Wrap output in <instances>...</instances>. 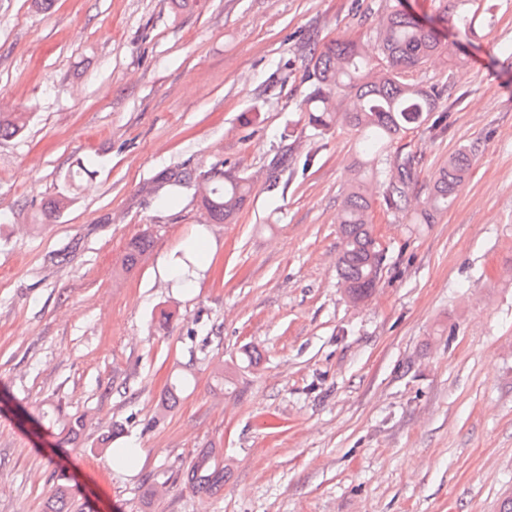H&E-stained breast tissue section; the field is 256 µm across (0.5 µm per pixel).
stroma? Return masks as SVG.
Returning <instances> with one entry per match:
<instances>
[{"label": "stroma", "mask_w": 512, "mask_h": 512, "mask_svg": "<svg viewBox=\"0 0 512 512\" xmlns=\"http://www.w3.org/2000/svg\"><path fill=\"white\" fill-rule=\"evenodd\" d=\"M492 2L470 36L454 24L467 0H0V105L28 116L0 138V512H42L61 474L70 512H497L512 489V0ZM393 7L461 47L415 75L441 97L405 139L411 197L458 148L474 158L434 223L376 210L385 267L354 304L336 210L363 141L309 127L305 40L376 53ZM84 156L94 173L46 216ZM186 161L248 178L232 222L206 223L191 187L141 193ZM146 230L145 261L120 273ZM174 253L204 270L166 272ZM245 347L257 365L220 389L213 364ZM52 405L85 416L80 445ZM115 425L133 469L96 451ZM204 448L229 467L210 495L183 478Z\"/></svg>", "instance_id": "stroma-1"}]
</instances>
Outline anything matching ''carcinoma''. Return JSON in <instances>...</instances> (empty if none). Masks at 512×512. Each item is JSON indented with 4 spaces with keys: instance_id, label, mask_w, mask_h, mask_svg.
I'll return each instance as SVG.
<instances>
[{
    "instance_id": "cac0c4a2",
    "label": "carcinoma",
    "mask_w": 512,
    "mask_h": 512,
    "mask_svg": "<svg viewBox=\"0 0 512 512\" xmlns=\"http://www.w3.org/2000/svg\"><path fill=\"white\" fill-rule=\"evenodd\" d=\"M379 56H368L357 42L330 43L322 48L313 38L306 44L311 55L309 74L311 88L302 100L310 127L318 133L342 122L356 130L374 133L381 149L391 147L425 121V113L436 108L438 95L424 89L413 79L431 56L446 50L455 55L453 45L443 47L441 41L414 16L395 8L387 11L377 27ZM26 124L23 112L0 114V138L20 134ZM473 153L467 148L457 150L432 178L426 198L409 208V190L413 181L412 159L373 156L352 170L341 203L336 211L341 246L337 256L338 281L346 296L358 303L367 299L381 278L384 251L373 230L376 195L372 184L385 185L383 205L386 209L405 212L412 224H431L434 215L445 211L463 187L470 172ZM91 174V163L76 161L67 175L69 190L60 193L47 206L46 213H58L74 202L70 192L77 182ZM205 183L206 194L200 197L201 209L213 224L234 220L252 192L249 180L224 170V163L214 164L204 173L196 172L190 163L159 171L145 187L149 194L170 192L184 184ZM152 236L145 232L128 242L120 260V269L127 273L137 267L151 246ZM188 385L187 376L175 378L162 400L163 413L172 408L178 394ZM53 415L61 425L65 439L75 443L86 422L85 416H70L59 406ZM132 448L112 450V465L128 469L135 465ZM227 467L215 464L212 450L202 449L194 457L186 477L200 492L212 493L224 486ZM70 487L61 476L43 512H67Z\"/></svg>"
}]
</instances>
